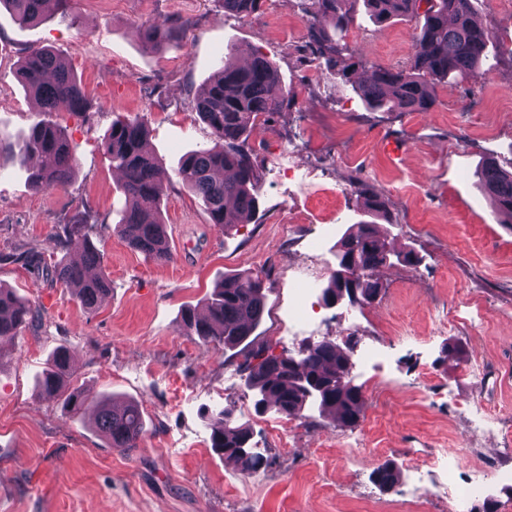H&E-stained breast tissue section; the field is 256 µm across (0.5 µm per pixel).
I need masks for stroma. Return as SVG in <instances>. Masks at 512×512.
<instances>
[{"mask_svg": "<svg viewBox=\"0 0 512 512\" xmlns=\"http://www.w3.org/2000/svg\"><path fill=\"white\" fill-rule=\"evenodd\" d=\"M297 0H266L260 14L225 13L219 0H70L40 26L0 14V136L18 141L40 114L18 83L28 46H49L72 65L93 107L52 114L76 148L64 188L38 193L10 154L0 155V251L35 246L46 264L64 258L54 228L76 205L96 215L90 239L104 254L111 293L84 310L71 289L36 268L0 263V286L34 303L40 322L0 345V512H455L436 491L449 475L429 467L447 455L456 480L483 477L471 512H512V222L493 213L476 173L512 164V0H475L491 32L474 78H448L427 112H380L304 45ZM345 40L367 65L401 67L412 22H377L355 0ZM189 21L184 43L146 49L144 27ZM266 56L295 103L257 122L247 148L262 171L260 207L232 231L213 224L172 181L161 208L173 258L155 261L114 230L119 176L102 146L117 119L145 116L148 143L167 173L211 145L193 100L225 53ZM381 195L379 235L415 265L376 270L379 297L324 307L320 291L342 233L365 216L361 187ZM264 280L257 342L274 353L331 339L349 349L366 406L351 427L305 412L256 414L238 349L205 347L181 322L233 272ZM461 358L444 360L446 347ZM76 362L80 413L43 400L38 376L52 351ZM136 401L138 448H108L92 401ZM229 406L268 458L248 475L210 443L209 417ZM395 461L403 477L380 492L371 474Z\"/></svg>", "mask_w": 512, "mask_h": 512, "instance_id": "obj_1", "label": "stroma"}]
</instances>
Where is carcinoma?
Masks as SVG:
<instances>
[{
    "label": "carcinoma",
    "mask_w": 512,
    "mask_h": 512,
    "mask_svg": "<svg viewBox=\"0 0 512 512\" xmlns=\"http://www.w3.org/2000/svg\"><path fill=\"white\" fill-rule=\"evenodd\" d=\"M224 13L249 18L264 0H220ZM306 17V49L313 59L324 60L345 79H352L360 60L357 51L343 41L341 33L353 23L347 4L351 0H298ZM378 22L391 19L423 18L415 37L414 52L407 65L398 68L374 67L371 78L354 86L355 92L373 110L387 112H428L436 101V85L449 76L467 80L485 57L490 38L488 28L474 18L473 0H364ZM47 0H0V9L9 12L16 24L35 27L48 13ZM329 19L340 37L333 39L321 28ZM189 24L164 18L144 29L149 49L186 37ZM16 76L34 99L38 111L70 112L84 116L92 102L83 90L73 67L49 47H32L21 57ZM294 97L273 66L255 53L245 65L230 60L215 71L194 99L197 116L210 129L213 145L186 154L177 169L178 181L198 199L209 221L226 230L249 221L259 207L261 173L245 150L256 121H268L288 111ZM148 127L141 117L112 122L104 136V146L112 168L122 176L119 185L125 207L115 231L130 247L158 261H169L172 254L161 200L169 177L146 149ZM16 157L28 168L30 186L48 192L66 186L73 177L76 154L72 143L58 124L41 120L33 124L17 144ZM481 187L491 198L495 212L512 219V171L495 161L486 162L480 172ZM363 207L378 216L387 214V204L365 186L360 190ZM95 217L86 208H76L56 226L55 240L62 249L79 246V263L67 260L52 267L53 278L73 288L82 306L91 311L110 292L104 273L88 274L103 263V253L88 240L89 225ZM341 249L353 258L355 266L345 274H332L327 283L333 293H348L349 302L363 306L382 291L374 271L389 263L393 250L378 237L372 224H358L340 239ZM32 247H18L0 261L24 265L36 261ZM263 280L251 273L224 277L205 299L206 314L189 308L182 322L188 335L208 347L249 348L241 365L245 382L254 396L256 413L273 411L296 416L305 409L333 415L337 426L351 427L359 420L365 405L362 388L353 380L342 381L349 373V351L329 340L309 344L297 352L278 355L267 346L252 347L250 340L264 312ZM39 317V311L19 298L10 288L0 287V342L12 341ZM71 357L64 349L54 351L39 378L45 400H63L79 411L85 406L81 392L69 390ZM95 424L110 447L127 451L139 447L143 435V412L133 401L102 397L95 404ZM253 429L238 421L234 410L217 413L210 435L211 447L236 463L247 474L266 465L264 454L255 449ZM383 491L399 480L400 470L392 461L379 464L372 473Z\"/></svg>",
    "instance_id": "obj_1"
}]
</instances>
